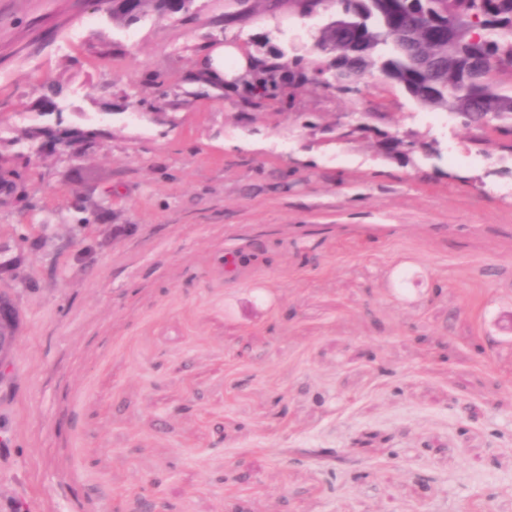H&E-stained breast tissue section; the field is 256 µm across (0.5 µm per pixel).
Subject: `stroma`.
<instances>
[{
    "label": "stroma",
    "instance_id": "1",
    "mask_svg": "<svg viewBox=\"0 0 512 512\" xmlns=\"http://www.w3.org/2000/svg\"><path fill=\"white\" fill-rule=\"evenodd\" d=\"M227 10L0 0V512H512V151L376 70L206 85L213 46L285 63L340 7ZM165 1L166 0H139L137 1L136 11L132 12L127 4V0H112V19L129 24L137 21L148 8H152L153 11L164 16V13L168 9V5ZM285 65L278 62L263 63L246 79L248 88L255 89L262 97L277 101L286 95ZM20 333L17 294L11 288L0 289V412L17 391L15 354Z\"/></svg>",
    "mask_w": 512,
    "mask_h": 512
}]
</instances>
